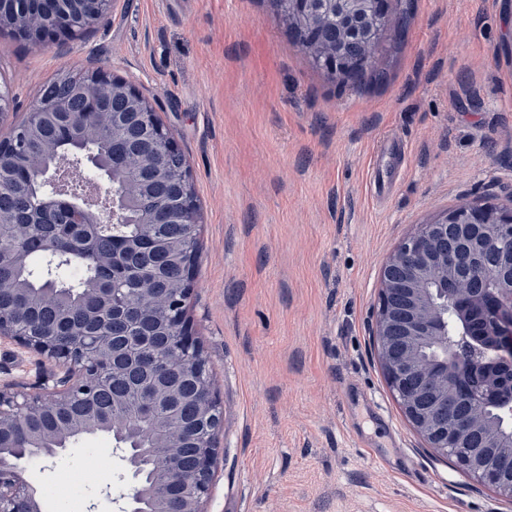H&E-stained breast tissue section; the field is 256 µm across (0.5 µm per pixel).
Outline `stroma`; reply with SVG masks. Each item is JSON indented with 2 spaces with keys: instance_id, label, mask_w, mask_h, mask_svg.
I'll return each instance as SVG.
<instances>
[{
  "instance_id": "35a3bbf8",
  "label": "stroma",
  "mask_w": 512,
  "mask_h": 512,
  "mask_svg": "<svg viewBox=\"0 0 512 512\" xmlns=\"http://www.w3.org/2000/svg\"><path fill=\"white\" fill-rule=\"evenodd\" d=\"M382 82L333 81L271 0H116L64 49L0 34V139L59 71L134 81L200 209L188 316L224 414L204 512H512L427 448L373 339L379 271L418 225L512 201V0H409ZM47 361L0 338V387ZM85 435L28 475L42 512H113L127 465Z\"/></svg>"
}]
</instances>
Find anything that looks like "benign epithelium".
Listing matches in <instances>:
<instances>
[{"label": "benign epithelium", "mask_w": 512, "mask_h": 512, "mask_svg": "<svg viewBox=\"0 0 512 512\" xmlns=\"http://www.w3.org/2000/svg\"><path fill=\"white\" fill-rule=\"evenodd\" d=\"M30 8L21 28L12 33L24 40L46 42L64 36L80 38L88 29L106 19L114 0H27ZM336 37L317 29L302 31V45L322 50L323 68L335 80H357L367 71V60L354 56L359 44L351 42L341 54L328 49ZM92 81L112 88V94L69 95L48 102L34 101L29 114L58 112L69 124H110L109 116L120 118L124 133L112 137V164L156 175L162 165H170L181 153L171 132L162 125L151 103L132 81L96 69ZM28 144L21 136L0 141V196L4 184L19 175L49 182L47 169H33L27 157ZM87 178L96 181V190L105 191L110 209L92 215L83 206H69V223L74 233L86 223L116 224L126 207L128 191L112 183L93 158L78 157ZM190 174L180 182L161 185L162 201L146 202L153 224H181L187 260L183 285L170 290L163 318L169 352L152 355L133 364L126 360L123 338L112 335V350L97 345L92 336L77 333L58 339L31 336L13 314L0 308V337L32 349L66 369L63 392L54 371L42 374L44 393L0 388V435L25 429L27 423L47 413L67 414L90 429L108 420L96 397L112 386L113 399L123 398L133 387L132 375L145 371L155 387L165 389L172 400L193 390L197 415L173 423L164 444L167 460L154 468L149 479L144 474L157 457L154 448H128L125 460L133 486L120 512H203L209 494L211 465L217 453L216 435L223 424V410L212 393L209 367L192 334L186 306L193 291L192 240L199 223V206L190 192ZM23 258L18 245L0 241V265ZM112 318L135 322L139 303L120 288L109 289ZM486 314L494 327L490 345L475 346L448 340L463 336V324ZM453 316L455 323L448 322ZM373 336L378 361L395 399L416 432L428 447L442 456L454 457L457 468L472 474L481 484L502 495L512 496V475L497 469L488 449L495 440L470 428L473 415L491 407L486 393L463 382L477 361L512 358V204L491 208L471 202L449 210L428 224H421L406 237L380 270V289L375 306ZM44 445L22 452L0 447V512H40L39 486L26 477L34 458L56 459L71 439L52 424L41 433ZM194 448L188 468L173 463L184 441Z\"/></svg>", "instance_id": "7a95c632"}]
</instances>
